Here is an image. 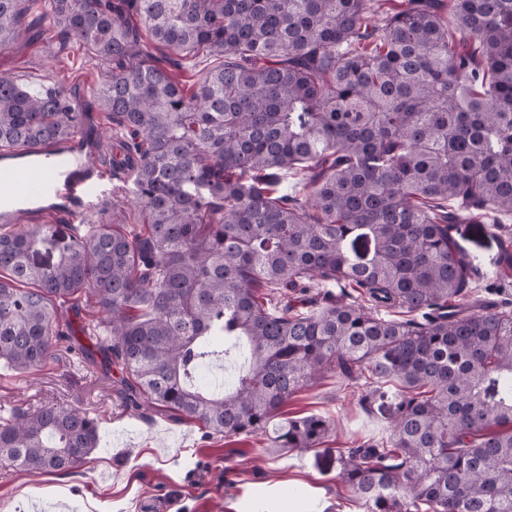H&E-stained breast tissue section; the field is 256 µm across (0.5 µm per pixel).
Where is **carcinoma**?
<instances>
[{"mask_svg":"<svg viewBox=\"0 0 512 512\" xmlns=\"http://www.w3.org/2000/svg\"><path fill=\"white\" fill-rule=\"evenodd\" d=\"M378 9L0 0V48L37 30L49 54L74 38L99 64L90 97L142 217L0 233V362L108 353L122 412L298 452L330 420L277 416L330 373L391 425L331 458L363 512H512V301L495 281L474 295L460 240L491 226L448 208L512 215V0ZM200 58L214 65L191 85L174 77ZM74 100L0 76V160L75 136L90 113ZM300 166L303 195L280 192ZM98 431L85 410L15 409L0 459L69 471Z\"/></svg>","mask_w":512,"mask_h":512,"instance_id":"cac0c4a2","label":"carcinoma"}]
</instances>
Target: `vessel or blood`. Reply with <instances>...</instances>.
Here are the masks:
<instances>
[{
	"mask_svg": "<svg viewBox=\"0 0 512 512\" xmlns=\"http://www.w3.org/2000/svg\"><path fill=\"white\" fill-rule=\"evenodd\" d=\"M76 142L49 144L32 154L22 168L0 165V222L46 221L49 203L62 201L72 223H86L99 202L103 174Z\"/></svg>",
	"mask_w": 512,
	"mask_h": 512,
	"instance_id": "vessel-or-blood-1",
	"label": "vessel or blood"
}]
</instances>
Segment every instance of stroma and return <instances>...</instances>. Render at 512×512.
Here are the masks:
<instances>
[{
  "mask_svg": "<svg viewBox=\"0 0 512 512\" xmlns=\"http://www.w3.org/2000/svg\"><path fill=\"white\" fill-rule=\"evenodd\" d=\"M71 75L59 73L42 42L0 48V73L16 77L34 92L74 90L92 84L95 62L66 49ZM90 217L94 224H135L131 179L103 182ZM66 404L99 414V446L85 465L69 473L42 475L0 466V512H271L273 497L285 496L293 512H360L337 479L328 451L388 437L390 424L367 411L352 390L324 378L302 389L283 407V416L320 413L334 428L323 453H296L272 447L267 437H206L193 422L144 411L120 412L111 376L103 366L88 369L72 357L48 361L24 374L0 364V409Z\"/></svg>",
  "mask_w": 512,
  "mask_h": 512,
  "instance_id": "obj_1",
  "label": "stroma"
}]
</instances>
